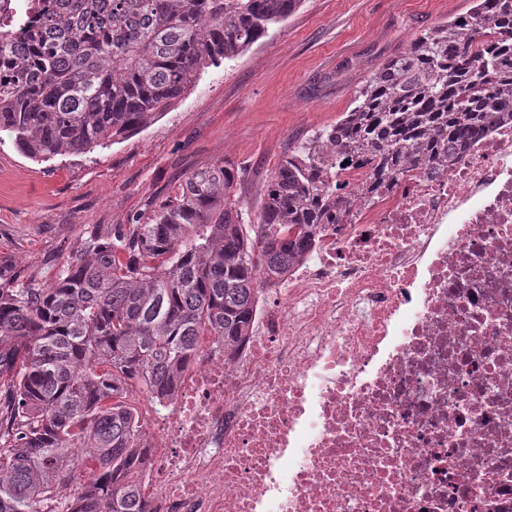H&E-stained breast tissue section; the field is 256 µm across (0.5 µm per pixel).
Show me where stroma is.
<instances>
[{"label":"stroma","instance_id":"stroma-1","mask_svg":"<svg viewBox=\"0 0 512 512\" xmlns=\"http://www.w3.org/2000/svg\"><path fill=\"white\" fill-rule=\"evenodd\" d=\"M474 0H302L250 49L210 69L162 116L119 143L47 162L0 144V260L51 285L79 234L108 233L224 161L258 207L296 143L352 107L361 83L424 30Z\"/></svg>","mask_w":512,"mask_h":512}]
</instances>
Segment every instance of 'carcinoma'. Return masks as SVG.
<instances>
[{"instance_id": "cac0c4a2", "label": "carcinoma", "mask_w": 512, "mask_h": 512, "mask_svg": "<svg viewBox=\"0 0 512 512\" xmlns=\"http://www.w3.org/2000/svg\"><path fill=\"white\" fill-rule=\"evenodd\" d=\"M301 0H43L44 25L0 28V141L35 161L106 147L165 113ZM354 107L284 157L258 212L224 162L107 235L46 287L0 264V512H144L148 436L130 387L172 396L205 340L232 358L259 291L312 248L318 225L410 167L444 165L512 108V0L424 31L355 91ZM85 459L95 463L72 486Z\"/></svg>"}]
</instances>
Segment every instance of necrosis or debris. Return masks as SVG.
<instances>
[{
	"label": "necrosis or debris",
	"mask_w": 512,
	"mask_h": 512,
	"mask_svg": "<svg viewBox=\"0 0 512 512\" xmlns=\"http://www.w3.org/2000/svg\"><path fill=\"white\" fill-rule=\"evenodd\" d=\"M320 225L238 355L144 400L148 512H512V121Z\"/></svg>",
	"instance_id": "1"
}]
</instances>
